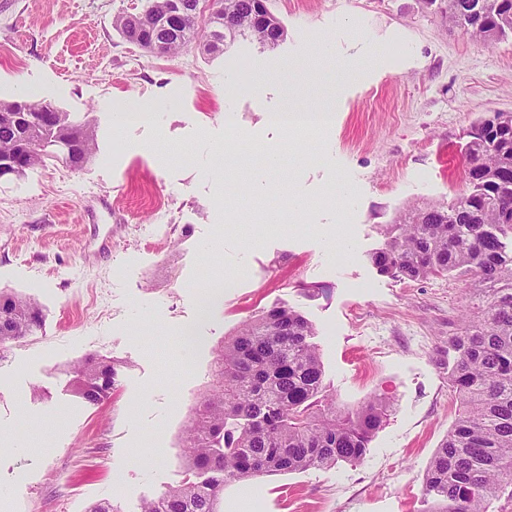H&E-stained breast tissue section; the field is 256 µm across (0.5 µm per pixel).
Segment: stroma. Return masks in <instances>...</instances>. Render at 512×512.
<instances>
[{"label":"stroma","mask_w":512,"mask_h":512,"mask_svg":"<svg viewBox=\"0 0 512 512\" xmlns=\"http://www.w3.org/2000/svg\"><path fill=\"white\" fill-rule=\"evenodd\" d=\"M143 4L0 0V101L44 100L96 131L82 167L0 179V291L45 314L0 348V512H139L179 484L215 348L275 306L314 325L337 407L392 408L360 462L228 483L220 512H428L426 468L456 418L448 338L473 290L455 274L392 278L370 255L400 211L464 188L467 129L512 112V37L453 29L448 0H268L276 47L152 55L112 25ZM319 39L335 56L315 70ZM295 82L328 126L271 121ZM134 109L153 120L116 124ZM90 354L115 368L98 404L69 387Z\"/></svg>","instance_id":"stroma-1"}]
</instances>
